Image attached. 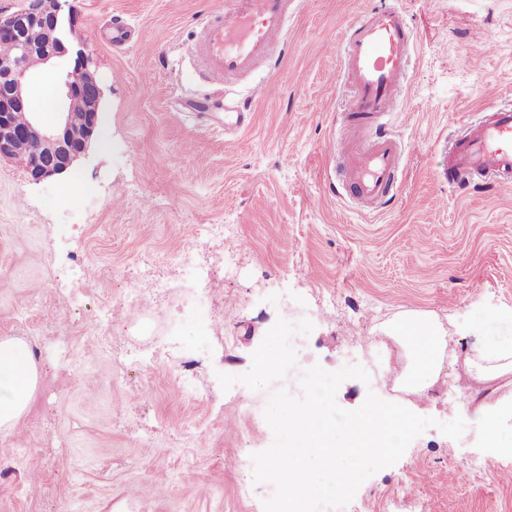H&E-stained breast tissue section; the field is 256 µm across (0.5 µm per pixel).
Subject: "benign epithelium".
Masks as SVG:
<instances>
[{
  "label": "benign epithelium",
  "mask_w": 512,
  "mask_h": 512,
  "mask_svg": "<svg viewBox=\"0 0 512 512\" xmlns=\"http://www.w3.org/2000/svg\"><path fill=\"white\" fill-rule=\"evenodd\" d=\"M0 40L16 47L13 59L0 62V161L16 159L22 146L27 148L22 164L33 180L61 174L87 152L101 120L102 99L90 58L77 42L68 0H22L18 10L0 12ZM31 57L42 64L69 60L63 76L64 112L49 129L29 111ZM19 111L29 113L24 125L14 121Z\"/></svg>",
  "instance_id": "benign-epithelium-1"
}]
</instances>
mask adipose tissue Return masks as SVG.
<instances>
[{
  "label": "adipose tissue",
  "instance_id": "ef3b65f1",
  "mask_svg": "<svg viewBox=\"0 0 512 512\" xmlns=\"http://www.w3.org/2000/svg\"><path fill=\"white\" fill-rule=\"evenodd\" d=\"M401 348V383L424 394L435 383L452 339L440 324L417 311L401 312L385 326ZM467 368L484 381L512 374V347L487 342L466 353ZM39 373L29 346L18 338L0 340V431L11 430L27 410Z\"/></svg>",
  "mask_w": 512,
  "mask_h": 512
}]
</instances>
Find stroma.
<instances>
[{
  "instance_id": "obj_1",
  "label": "stroma",
  "mask_w": 512,
  "mask_h": 512,
  "mask_svg": "<svg viewBox=\"0 0 512 512\" xmlns=\"http://www.w3.org/2000/svg\"><path fill=\"white\" fill-rule=\"evenodd\" d=\"M212 2L69 0L101 121L63 174L34 181L0 162V339L28 342L40 372L27 412L0 431V512H264L274 487L241 497L240 451L271 446V392L316 364L369 372L341 383L343 409L372 391L435 420L342 512H512L500 478L512 471V374L485 383L447 362L428 394L403 391L385 374L396 345L381 330L416 310L458 354L481 337L512 344L496 320L512 308V189L462 192L439 177L443 139L512 104V0H292L285 53L258 72L275 91L231 143L223 101L182 111L205 94L191 48ZM383 3L415 43L392 121L405 146L398 199L367 212L329 193L338 169L325 145L348 92L346 29ZM116 22L139 32L119 50L106 37ZM207 224L223 237L201 234ZM261 356L283 372L258 371ZM484 402L492 437L471 419ZM458 416L454 440L440 426Z\"/></svg>"
}]
</instances>
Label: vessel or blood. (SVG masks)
<instances>
[{
	"instance_id": "1",
	"label": "vessel or blood",
	"mask_w": 512,
	"mask_h": 512,
	"mask_svg": "<svg viewBox=\"0 0 512 512\" xmlns=\"http://www.w3.org/2000/svg\"><path fill=\"white\" fill-rule=\"evenodd\" d=\"M288 0H221L211 8L193 55L214 95L229 94L241 77L276 63L286 45ZM414 36L394 8L367 12L345 34L342 72L350 94L340 135L326 149L346 161L338 195L363 209L396 199L401 141L390 120L400 110ZM252 121L250 103L234 101L224 115V135L238 136ZM444 177L455 187L512 185V109L496 108L463 127L447 145Z\"/></svg>"
}]
</instances>
